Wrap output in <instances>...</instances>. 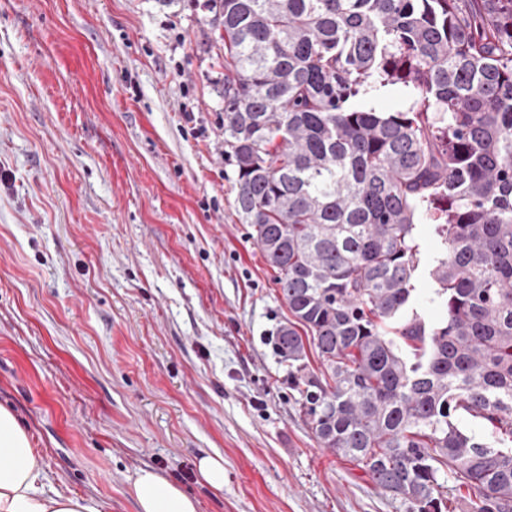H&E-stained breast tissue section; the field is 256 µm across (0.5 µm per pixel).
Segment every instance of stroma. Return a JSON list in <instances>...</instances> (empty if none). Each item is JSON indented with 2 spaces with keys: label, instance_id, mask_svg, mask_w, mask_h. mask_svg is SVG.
<instances>
[{
  "label": "stroma",
  "instance_id": "1",
  "mask_svg": "<svg viewBox=\"0 0 512 512\" xmlns=\"http://www.w3.org/2000/svg\"><path fill=\"white\" fill-rule=\"evenodd\" d=\"M192 0H0V406L50 484L138 512H408L320 448L273 350L289 318L234 208L224 70ZM417 305L443 249L416 227ZM224 458V489L199 482ZM201 480L209 487L224 489V458L220 456H202L196 462ZM139 512H198L197 500L181 486L151 470H142L133 484Z\"/></svg>",
  "mask_w": 512,
  "mask_h": 512
}]
</instances>
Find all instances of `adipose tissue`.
Wrapping results in <instances>:
<instances>
[{"instance_id":"adipose-tissue-1","label":"adipose tissue","mask_w":512,"mask_h":512,"mask_svg":"<svg viewBox=\"0 0 512 512\" xmlns=\"http://www.w3.org/2000/svg\"><path fill=\"white\" fill-rule=\"evenodd\" d=\"M41 457L15 416L0 409V512H97L86 498L44 488ZM139 512H198L181 486L143 470L133 484Z\"/></svg>"}]
</instances>
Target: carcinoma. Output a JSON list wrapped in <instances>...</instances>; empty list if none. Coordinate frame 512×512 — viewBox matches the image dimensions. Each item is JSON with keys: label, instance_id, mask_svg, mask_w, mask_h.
I'll return each mask as SVG.
<instances>
[{"label": "carcinoma", "instance_id": "obj_1", "mask_svg": "<svg viewBox=\"0 0 512 512\" xmlns=\"http://www.w3.org/2000/svg\"><path fill=\"white\" fill-rule=\"evenodd\" d=\"M206 6L234 207L291 315L273 348L319 447L410 512H442L444 477L473 512H512V0ZM394 88L409 106L378 110ZM417 224L444 240L437 324ZM434 224H417L416 240L419 245L423 264L415 280L417 305L426 319L432 323L443 317V308L435 295L437 284L431 277L430 270L443 249L441 238L435 232Z\"/></svg>", "mask_w": 512, "mask_h": 512}]
</instances>
